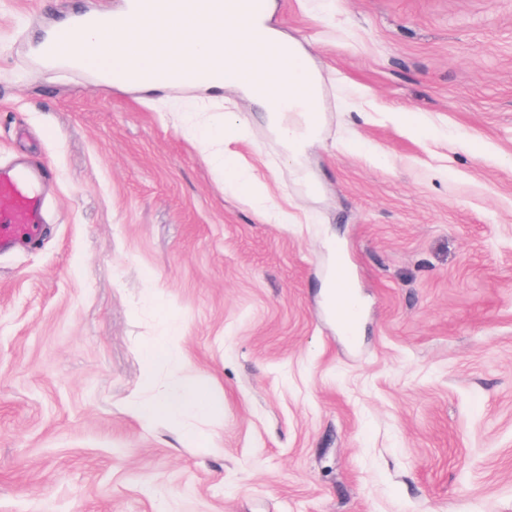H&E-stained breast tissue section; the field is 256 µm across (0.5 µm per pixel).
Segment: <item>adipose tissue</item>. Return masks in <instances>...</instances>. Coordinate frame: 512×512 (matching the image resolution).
Segmentation results:
<instances>
[{
    "mask_svg": "<svg viewBox=\"0 0 512 512\" xmlns=\"http://www.w3.org/2000/svg\"><path fill=\"white\" fill-rule=\"evenodd\" d=\"M166 355L169 365L167 383L152 394L134 393L126 404L127 413L142 424L162 420L177 429L184 440L199 441L200 431L187 424L188 415H204L209 411L204 402L205 382L202 376L192 373L185 366L170 341L145 346L141 358L145 365H152L159 355Z\"/></svg>",
    "mask_w": 512,
    "mask_h": 512,
    "instance_id": "obj_1",
    "label": "adipose tissue"
}]
</instances>
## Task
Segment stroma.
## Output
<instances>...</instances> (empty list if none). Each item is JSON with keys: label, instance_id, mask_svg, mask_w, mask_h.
Here are the masks:
<instances>
[{"label": "stroma", "instance_id": "obj_1", "mask_svg": "<svg viewBox=\"0 0 512 512\" xmlns=\"http://www.w3.org/2000/svg\"><path fill=\"white\" fill-rule=\"evenodd\" d=\"M123 4L0 0V167L45 169L40 239L0 249V512H512V0H273L321 79L297 160L235 90L36 59ZM166 336L196 444L125 410ZM109 24V18L103 14H78L73 17L68 25L58 26L51 30L48 37L40 43L38 56L42 62L51 63L59 59L62 51L70 46L76 29L106 27ZM333 280L336 294L331 302V310L336 315V321L341 327L352 333L356 332L358 329V319L356 318L355 309L348 298L349 271L345 263L336 264Z\"/></svg>", "mask_w": 512, "mask_h": 512}]
</instances>
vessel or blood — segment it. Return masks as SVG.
Instances as JSON below:
<instances>
[{
    "instance_id": "b4317fda",
    "label": "vessel or blood",
    "mask_w": 512,
    "mask_h": 512,
    "mask_svg": "<svg viewBox=\"0 0 512 512\" xmlns=\"http://www.w3.org/2000/svg\"><path fill=\"white\" fill-rule=\"evenodd\" d=\"M269 0H188V14H226L239 24L244 34L252 36L259 50L269 61L279 62L285 57L282 49L269 38L261 25L268 9ZM169 12L168 0H125L126 19L141 18L155 21ZM110 23L106 15L79 14L64 26L51 30L38 47L42 62L50 63L59 59L68 48L73 33L79 28L105 27ZM82 69L92 71L100 80L115 86H128L145 81L168 79V64L147 61L142 56L116 48L114 53L102 56L88 54L79 57ZM211 77H225L244 83L252 82L250 66L239 60L233 50H225L223 56L210 60L204 67ZM42 212V199L31 188V180L9 167H0V245L10 244L21 237L34 236L38 230ZM336 294L331 310L337 323L349 330L357 331L358 320L349 298V271L345 263H338L333 274Z\"/></svg>"
}]
</instances>
